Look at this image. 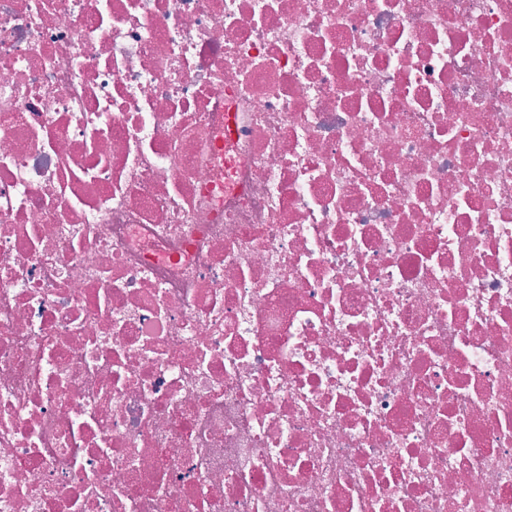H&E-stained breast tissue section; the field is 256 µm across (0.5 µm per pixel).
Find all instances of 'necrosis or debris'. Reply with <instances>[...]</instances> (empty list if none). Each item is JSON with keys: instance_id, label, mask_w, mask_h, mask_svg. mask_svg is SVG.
<instances>
[{"instance_id": "necrosis-or-debris-1", "label": "necrosis or debris", "mask_w": 512, "mask_h": 512, "mask_svg": "<svg viewBox=\"0 0 512 512\" xmlns=\"http://www.w3.org/2000/svg\"><path fill=\"white\" fill-rule=\"evenodd\" d=\"M0 512H512V0H0Z\"/></svg>"}]
</instances>
